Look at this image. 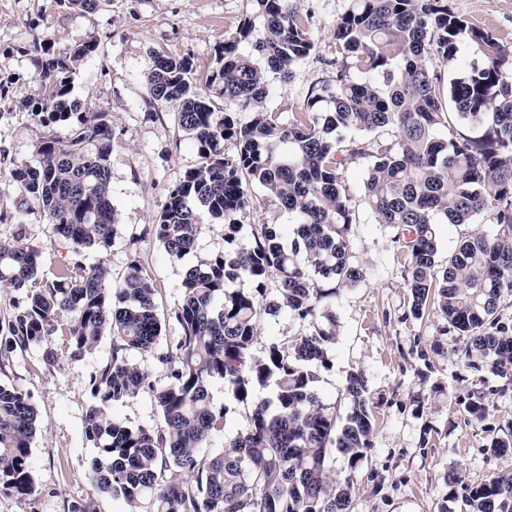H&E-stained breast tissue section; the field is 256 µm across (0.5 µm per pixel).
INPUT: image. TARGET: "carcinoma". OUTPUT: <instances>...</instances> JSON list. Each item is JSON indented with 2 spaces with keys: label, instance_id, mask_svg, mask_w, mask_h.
<instances>
[{
  "label": "carcinoma",
  "instance_id": "1",
  "mask_svg": "<svg viewBox=\"0 0 512 512\" xmlns=\"http://www.w3.org/2000/svg\"><path fill=\"white\" fill-rule=\"evenodd\" d=\"M256 3L262 29L246 19L229 31L220 68L206 79L251 109L250 122L215 111L196 91L188 57L152 50L143 72L149 96L174 109L200 158L168 192L149 231L182 263L196 249L202 216L224 228V249L184 270L181 302L168 314L178 335L170 338L162 336L156 288L138 259L115 284L103 264L83 261L86 249H107L121 235L109 113L92 103L79 112L69 100V73L98 43L92 37L53 55L35 48L46 54L31 112L41 128L37 160L11 176L69 242L72 258L46 277L25 235L0 243V283L24 292L0 316V373L18 350L40 348L50 369L110 338V356L86 381L85 437L97 449L88 479L94 490L123 499L128 512H352L354 475L372 447L368 381L350 374L349 409L339 419L322 403L310 369L328 367L337 289L364 278L351 259L356 216L341 177L349 161L363 163L360 201L391 230L404 260L412 316L438 314L463 337L466 359L512 377V326L499 314L512 293V52L459 18L447 0H351L334 30V86H310L304 111L284 124L264 108L267 74L291 79L314 42L295 0ZM244 42L252 53L239 51ZM464 45L481 61L447 83L442 68L457 64ZM453 115L476 134L454 130ZM61 125L64 138L55 135ZM228 140L236 145L232 157L224 155ZM253 186L293 216V237L263 224L251 242H238V215ZM482 214L492 216L495 235L473 234L437 271L434 225L471 224ZM240 281L250 288L236 287ZM271 284L276 298L268 303ZM281 310L305 332L256 356L261 316ZM137 355L152 357L165 377L151 379ZM213 381L252 409L221 451L201 457L197 449L212 446L233 411L214 400ZM145 393L161 425H131L109 412ZM37 423L31 395L0 383L1 494L35 491ZM334 450L343 459L340 478ZM459 497L468 512H512V473L464 484L452 471L448 501Z\"/></svg>",
  "mask_w": 512,
  "mask_h": 512
}]
</instances>
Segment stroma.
<instances>
[{
  "label": "stroma",
  "mask_w": 512,
  "mask_h": 512,
  "mask_svg": "<svg viewBox=\"0 0 512 512\" xmlns=\"http://www.w3.org/2000/svg\"><path fill=\"white\" fill-rule=\"evenodd\" d=\"M467 22L512 48V0H448ZM349 0H297L300 17L314 41L310 55L290 80L268 75L267 111L288 121L303 111L308 86L332 83L336 69L333 32ZM254 0H98L85 12L63 0H0V81L9 86L0 99V207L12 215L0 223V242L25 229L27 243L50 273L71 259L65 241L36 207L21 205L11 177L14 166L35 160L39 130L31 117L38 97L34 45L57 53L96 37L98 48L71 75L72 101L95 103L112 121V204L123 236L107 250L87 249V263H105L121 280L131 256H138L157 293V312L166 315L182 298L184 268L172 261L148 228L169 189L198 163L197 148L178 125L175 112L151 102L142 74L150 50L188 56L197 74L218 69V48L226 30L255 17ZM342 177L355 198L352 256L365 271L361 283L336 296V337L328 351L330 369H317L315 387L327 407L345 413L344 387L351 372H363L375 417L372 446L352 493L353 512H464L447 502L450 470L477 482L512 472V453L492 454L491 432L512 424V382L485 363L468 365L456 331L438 319L409 314L402 261L389 229L360 205L363 170L344 167ZM239 241L263 224L291 235L294 219L261 191L238 217ZM111 351L102 341L79 359L63 358L46 369L37 348L15 354L6 380L32 396L40 419L31 448L34 494L0 495V512H68L73 501H92L96 512H126L123 500L94 492L87 479L96 450L84 435L90 405L85 382ZM482 396L488 410L479 421L461 400Z\"/></svg>",
  "instance_id": "35a3bbf8"
}]
</instances>
